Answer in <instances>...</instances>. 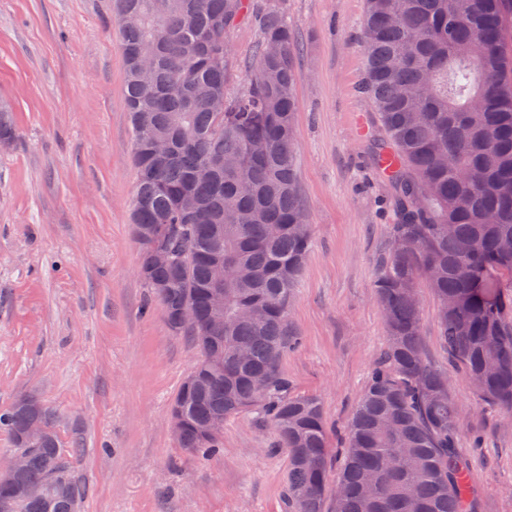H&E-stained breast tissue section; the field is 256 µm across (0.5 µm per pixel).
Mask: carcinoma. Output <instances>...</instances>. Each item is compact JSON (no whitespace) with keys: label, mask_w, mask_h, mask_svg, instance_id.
Listing matches in <instances>:
<instances>
[{"label":"carcinoma","mask_w":512,"mask_h":512,"mask_svg":"<svg viewBox=\"0 0 512 512\" xmlns=\"http://www.w3.org/2000/svg\"><path fill=\"white\" fill-rule=\"evenodd\" d=\"M125 60L137 184L132 223L137 274L166 320L190 299L200 324L177 330L199 351L196 382L172 405L180 448L199 458L222 448V431L198 424L256 409L288 451V512H322L329 439L321 400L288 395L280 357L290 341L294 288L313 239L299 190L294 32L276 0L264 8L243 87H226L229 36L246 0H113ZM512 0H366L363 49L382 138L378 156L394 214L391 237L409 241L381 260L374 282L389 343L371 370L347 433L332 512H477L460 417L447 373L424 354L418 287L440 306L438 335L479 398L512 413ZM171 150L156 156L154 139ZM212 164L211 173L199 171ZM162 224L179 261L159 267L140 231ZM224 282V329L208 331L213 262ZM165 281L168 292L153 289ZM36 415L48 436L25 448ZM27 449L11 512H80L86 488L59 446L55 414L16 400L0 413ZM61 483L71 495L60 497Z\"/></svg>","instance_id":"carcinoma-1"}]
</instances>
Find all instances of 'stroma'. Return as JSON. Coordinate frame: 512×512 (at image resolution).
<instances>
[{"label": "stroma", "instance_id": "obj_1", "mask_svg": "<svg viewBox=\"0 0 512 512\" xmlns=\"http://www.w3.org/2000/svg\"><path fill=\"white\" fill-rule=\"evenodd\" d=\"M295 34L294 139L314 245L288 315L300 344L280 369L289 395L318 396L340 458L351 414L388 343L374 298L390 245L381 131L360 91L365 0H280ZM257 27L231 33V89L243 86ZM0 413L35 395L62 448L82 447L81 512H286L288 452L252 411L224 422L223 449L186 455L171 402L199 357L137 275L136 184L124 59L112 0H0ZM428 361L463 415L479 512H512V416L448 365L439 306L419 290Z\"/></svg>", "mask_w": 512, "mask_h": 512}]
</instances>
